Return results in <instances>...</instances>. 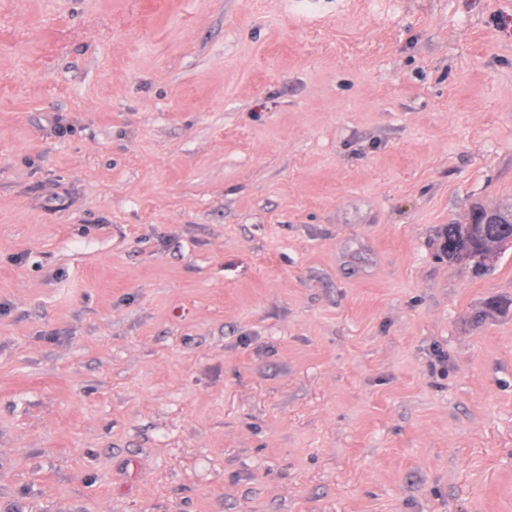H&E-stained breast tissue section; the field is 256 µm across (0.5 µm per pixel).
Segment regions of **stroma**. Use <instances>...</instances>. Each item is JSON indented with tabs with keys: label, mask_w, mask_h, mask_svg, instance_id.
<instances>
[{
	"label": "stroma",
	"mask_w": 512,
	"mask_h": 512,
	"mask_svg": "<svg viewBox=\"0 0 512 512\" xmlns=\"http://www.w3.org/2000/svg\"><path fill=\"white\" fill-rule=\"evenodd\" d=\"M512 0H0V512H512ZM485 223L493 224H449L442 239L443 252L450 260L469 261L478 267H487V261L495 258L504 245L512 241V208L494 209L483 214ZM511 223V224H507ZM502 242L501 249L492 250L491 245Z\"/></svg>",
	"instance_id": "obj_1"
}]
</instances>
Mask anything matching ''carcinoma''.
Here are the masks:
<instances>
[{
  "label": "carcinoma",
  "mask_w": 512,
  "mask_h": 512,
  "mask_svg": "<svg viewBox=\"0 0 512 512\" xmlns=\"http://www.w3.org/2000/svg\"><path fill=\"white\" fill-rule=\"evenodd\" d=\"M442 239L443 252L450 260L469 261L478 267L487 266L498 251L491 245L500 241L506 245L512 242L511 224H449Z\"/></svg>",
  "instance_id": "1"
}]
</instances>
